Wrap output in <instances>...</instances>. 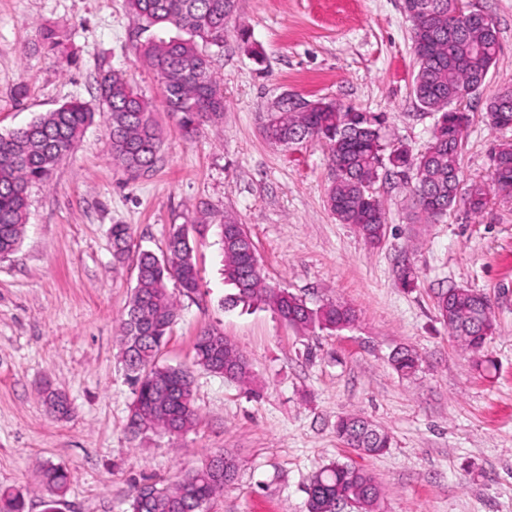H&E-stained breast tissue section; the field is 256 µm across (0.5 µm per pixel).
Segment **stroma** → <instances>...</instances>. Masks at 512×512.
<instances>
[{
    "mask_svg": "<svg viewBox=\"0 0 512 512\" xmlns=\"http://www.w3.org/2000/svg\"><path fill=\"white\" fill-rule=\"evenodd\" d=\"M475 3L495 22L500 53L462 103L465 189L490 184L491 149L512 142V130L486 117L489 100L512 86V0ZM48 26L66 35L67 52L44 48ZM157 34L137 29L126 0H0V134L76 97L97 106L103 70L125 72L159 100L139 56ZM211 66L223 114L188 138L157 109L152 170L113 165L98 114L49 182L31 190L22 242L0 258V490L20 491L24 512H45L40 471L51 463L68 473L57 512H129L131 484H169L222 453L236 475L208 512H307L311 476L336 461L376 478V512H512V198L493 193L481 214L460 204L425 224L400 180L382 179L387 230L370 245L327 206L324 143L284 148L263 134L269 108L287 94L384 115L385 145L423 151L437 115L414 97L403 0H237ZM228 215L246 226L269 285L311 307L348 304L354 326L309 332L265 306L225 309ZM115 224L129 225L132 254L164 250L182 225L192 242L198 292L178 296L160 354L193 370L198 419L177 436L127 430L134 394L119 332L136 270L132 255L113 256ZM405 266L414 288L400 284ZM459 287L482 291L495 310L496 331L476 356L435 308L438 292ZM206 328L246 355L249 384L194 366ZM401 347L419 356L412 375L390 362ZM48 387L67 396V417L44 404ZM346 414L388 430L390 448L367 456L343 444L336 421Z\"/></svg>",
    "mask_w": 512,
    "mask_h": 512,
    "instance_id": "stroma-1",
    "label": "stroma"
}]
</instances>
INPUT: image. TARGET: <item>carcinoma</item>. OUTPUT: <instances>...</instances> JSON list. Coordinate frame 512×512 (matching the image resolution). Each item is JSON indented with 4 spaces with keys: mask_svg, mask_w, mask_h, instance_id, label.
Instances as JSON below:
<instances>
[{
    "mask_svg": "<svg viewBox=\"0 0 512 512\" xmlns=\"http://www.w3.org/2000/svg\"><path fill=\"white\" fill-rule=\"evenodd\" d=\"M426 13L411 24L412 34L427 39L414 50L416 71L413 93L418 104L439 114L426 149L412 154L404 146L386 150L379 116L332 101L313 109L291 101L271 112L263 126L265 138L291 148L307 140L325 143L329 152L331 181L327 204L343 224L353 225L370 244L380 239L387 224L386 210L375 184L380 171L408 173L414 208L427 222L448 214L458 200L461 181L460 156L465 123H453L459 112V92L482 86L499 51V35L478 27L479 17H468L462 0H425ZM131 16L148 29H174L177 35L148 40L140 47L146 66L160 82V103L178 118L185 135L200 132L204 122L224 111V95L213 76L209 48L224 47V31L236 12L237 0H127ZM98 100L106 107L107 139L112 162L137 173L155 166L161 140L153 120L156 104L147 99L121 71H107L95 80ZM511 95L498 93L487 104V115L496 118L493 127H512ZM93 112L74 99L38 115L24 127L0 134V257L18 249L29 207L30 188L45 183L53 170L68 157ZM492 190H512V144L498 145L491 154ZM129 226L112 225L115 257L129 252ZM224 252V282L233 293L230 307L263 304L290 325L303 330H344L355 321L354 311L329 302L311 308L300 298L265 282L250 234L234 218L224 220L221 230ZM136 286L120 327L122 360L134 382V401L127 424L139 435L168 431L176 425L185 432L196 419L192 402V371L188 367L159 363V355L179 312L168 282L190 296L198 288L192 261V246L183 229L169 238L162 255L143 250L136 258ZM436 308L448 334L473 353L480 352L496 330L494 309L486 294L470 288H450L436 297ZM416 354L406 348L392 356L403 375L417 367ZM194 364L230 380L246 383L250 366L246 356L214 330L200 332L194 346ZM44 403L53 412H70L66 396L44 391ZM336 435L348 447L376 455L391 446V436L357 415L336 422ZM236 465L216 454L187 471L174 484H135L130 495L131 512H207V505L234 479ZM41 481L48 492L47 512H56L57 498L68 486L67 472L45 466ZM380 486L368 471L348 463L333 462L310 478L308 512H336L347 501L372 512ZM19 494L0 492V512H22Z\"/></svg>",
    "mask_w": 512,
    "mask_h": 512,
    "instance_id": "obj_1",
    "label": "carcinoma"
}]
</instances>
